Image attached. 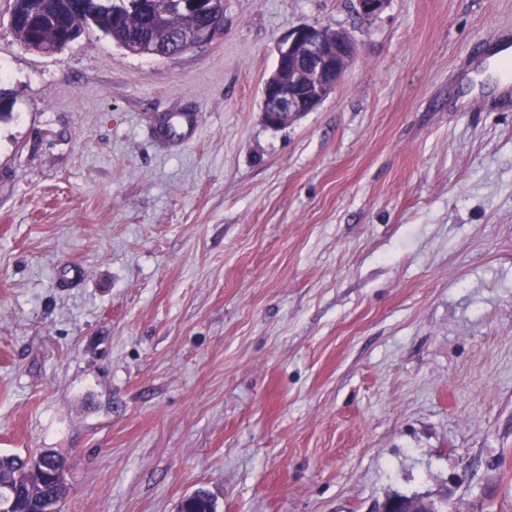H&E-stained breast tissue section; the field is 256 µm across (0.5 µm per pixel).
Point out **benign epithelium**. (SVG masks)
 <instances>
[{
    "instance_id": "obj_1",
    "label": "benign epithelium",
    "mask_w": 512,
    "mask_h": 512,
    "mask_svg": "<svg viewBox=\"0 0 512 512\" xmlns=\"http://www.w3.org/2000/svg\"><path fill=\"white\" fill-rule=\"evenodd\" d=\"M389 0H357L359 13L365 18L378 16ZM222 23L211 21L193 28L183 37L185 48H193L213 40ZM355 42L350 33L337 29L326 36V30L302 26L282 41L277 51L276 68L263 85L262 97L268 108L262 111L263 122L280 127L320 107L336 89L347 70ZM375 512H437L430 502L418 500L414 506L400 509L387 500Z\"/></svg>"
}]
</instances>
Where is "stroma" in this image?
I'll use <instances>...</instances> for the list:
<instances>
[{"mask_svg":"<svg viewBox=\"0 0 512 512\" xmlns=\"http://www.w3.org/2000/svg\"><path fill=\"white\" fill-rule=\"evenodd\" d=\"M0 0V455L58 512H512V107L456 111L512 0H224L172 57L27 48ZM356 45L283 129L296 27ZM191 112L165 148L156 117ZM82 276L63 277L72 265ZM221 29L222 22H216V20L212 18L211 22L201 28L194 27L192 30L188 31L183 37L182 43H184L186 49L206 44L213 40ZM156 133L169 144L185 146L193 142L199 133L198 119L188 112H174L159 120ZM37 457L39 463L35 468L28 466L30 460L35 457H0V497L15 494L21 502V511L53 512L45 509L53 508L52 503L60 500L68 492V486L63 482L62 488H59L51 479L50 473L60 471L65 480V462L52 451L43 452ZM40 466L46 468V471L41 470ZM40 483L45 488H42ZM34 489L38 491L34 492ZM16 506L13 495L8 499H0V512H21L13 510Z\"/></svg>","mask_w":512,"mask_h":512,"instance_id":"1","label":"stroma"}]
</instances>
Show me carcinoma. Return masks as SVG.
Masks as SVG:
<instances>
[{
    "label": "carcinoma",
    "mask_w": 512,
    "mask_h": 512,
    "mask_svg": "<svg viewBox=\"0 0 512 512\" xmlns=\"http://www.w3.org/2000/svg\"><path fill=\"white\" fill-rule=\"evenodd\" d=\"M33 14L38 22L27 25L12 22L16 37L28 48L44 52L49 47L64 46L71 37H79L93 25L119 45L139 41L149 46L153 41L165 43L167 55L182 52L179 34L200 21L186 14L178 5L167 9L162 19L155 15L154 0H14L11 17ZM64 459L52 451L39 455V466L15 456L0 457V497L16 495L24 512H45L61 499L68 486H57L50 473L64 471ZM192 512H216L211 494L200 488L190 499Z\"/></svg>",
    "instance_id": "1"
}]
</instances>
